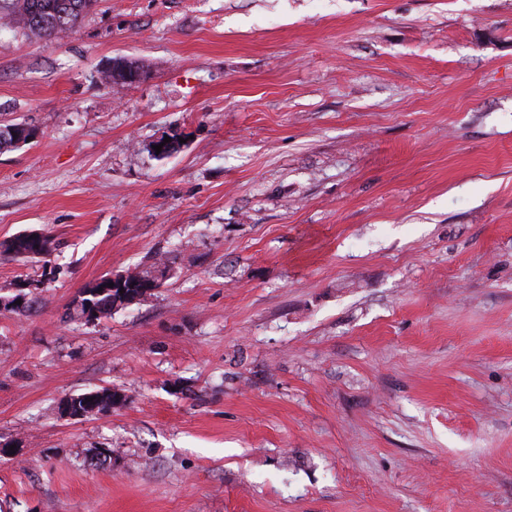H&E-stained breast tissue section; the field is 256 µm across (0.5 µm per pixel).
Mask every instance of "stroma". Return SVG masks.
Instances as JSON below:
<instances>
[{"mask_svg":"<svg viewBox=\"0 0 512 512\" xmlns=\"http://www.w3.org/2000/svg\"><path fill=\"white\" fill-rule=\"evenodd\" d=\"M1 122L0 512H512V0H98ZM51 251V239L41 232L32 238V234L22 233L0 243L1 254L14 258H38ZM169 265L166 260H160L157 264L152 266V269L145 270L135 268L133 271H127V285L133 284L135 286L134 291H137L140 287L141 281L151 278L153 279L150 290L159 288L162 281L169 275ZM110 278H111V276L104 277V278L102 277L97 282L100 284H104L106 290L112 289V295L107 294L104 296L96 297L91 294L90 297H84L81 299L82 301H85L86 299L94 300L96 306L98 307V310L101 313V316L98 317L99 312L97 310V307H94L93 304H87L86 317H90L92 319H94L95 317H98L97 319H99L101 317H106L108 315H111L112 311L114 310V307L112 306V297L114 296L115 298H117L118 303L120 302V298H124L125 290H124L123 294H120L121 284H120V282L117 281L118 278L116 276H112V283H114V286L112 288L107 287V283H110L108 281ZM116 292H118V293L116 294ZM104 396L103 392H94L87 395L70 397L61 403V412L71 418H84L89 415L98 416L103 412L109 411L116 405H110L105 411H98L94 406L95 401H100ZM93 398V401L86 402V399ZM81 403V405H80Z\"/></svg>","mask_w":512,"mask_h":512,"instance_id":"1","label":"stroma"}]
</instances>
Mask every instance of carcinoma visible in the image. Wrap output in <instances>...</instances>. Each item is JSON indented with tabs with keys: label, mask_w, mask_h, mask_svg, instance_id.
Masks as SVG:
<instances>
[{
	"label": "carcinoma",
	"mask_w": 512,
	"mask_h": 512,
	"mask_svg": "<svg viewBox=\"0 0 512 512\" xmlns=\"http://www.w3.org/2000/svg\"><path fill=\"white\" fill-rule=\"evenodd\" d=\"M96 0H0V21L18 24L23 33L38 38H50L74 27L78 18L87 12ZM51 239L45 234L32 237L19 234L0 243V253L14 258H38L49 254ZM127 283L140 287V282L152 279L151 288L161 286L169 275L167 261L161 260L150 270L134 269L126 272Z\"/></svg>",
	"instance_id": "1"
}]
</instances>
